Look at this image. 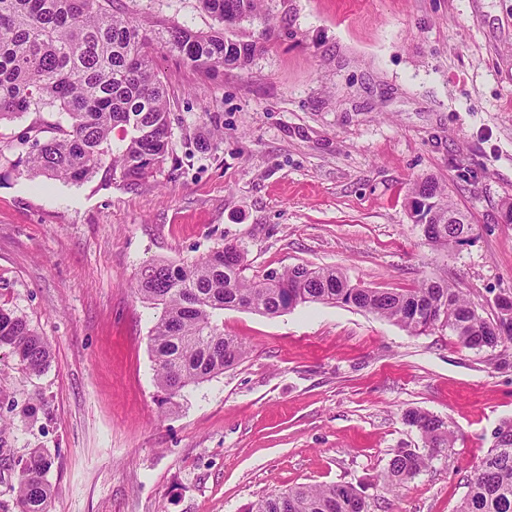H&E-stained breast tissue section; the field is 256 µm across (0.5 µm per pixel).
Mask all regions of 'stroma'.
Wrapping results in <instances>:
<instances>
[{"label": "stroma", "mask_w": 512, "mask_h": 512, "mask_svg": "<svg viewBox=\"0 0 512 512\" xmlns=\"http://www.w3.org/2000/svg\"><path fill=\"white\" fill-rule=\"evenodd\" d=\"M117 7L145 23L170 91L153 177H30L15 161L33 114L0 123V306L52 351L26 375L0 348V512H17L32 448L54 459L50 512H243L301 484L366 483L392 450H423L411 409L447 420L454 446L375 512H455L512 419V349L339 304L228 309L245 359L166 404L160 311L133 285L149 262L238 243L250 278L306 264L402 291L444 274L494 318L512 295V0H264L236 26L260 50L215 77L164 45L171 23L215 27L198 0ZM428 177L470 214V242L427 244L410 198Z\"/></svg>", "instance_id": "35a3bbf8"}]
</instances>
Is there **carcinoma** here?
I'll list each match as a JSON object with an SVG mask.
<instances>
[{"instance_id": "carcinoma-1", "label": "carcinoma", "mask_w": 512, "mask_h": 512, "mask_svg": "<svg viewBox=\"0 0 512 512\" xmlns=\"http://www.w3.org/2000/svg\"><path fill=\"white\" fill-rule=\"evenodd\" d=\"M116 0H0V122L34 112L40 125L29 128L18 145V164L35 176L81 183L102 167L128 186L153 176L169 155L170 97L154 67L142 27L119 12ZM219 27L198 33L177 24L167 27L166 44L182 62L211 73L242 67L257 42L237 38L235 24L260 14L261 0H199ZM64 112L69 126L43 114ZM54 135L40 139L42 128ZM415 222L427 220L437 248L460 245L448 236V220L471 225L470 217L427 178L412 191ZM246 248L227 244L194 261H153L144 265L133 289L162 308L150 335L157 385L170 403L190 385L207 381L237 365L243 341L224 332L226 309L277 316L305 303L340 304L391 320L419 335L435 327L450 329L469 350L512 346V333L493 332L496 320L480 315L445 277L427 278L403 292L360 288L336 268L295 265L281 273L249 279ZM7 346L18 369L41 374L50 345L30 323L0 307V347ZM419 429L427 450L399 448L376 477L374 488L395 495L446 449L453 447L448 422L419 410L404 414ZM52 458L31 449L20 461L17 512H49L53 489L46 479ZM247 512H371L364 488L349 482L302 485L272 492ZM456 512H512V421L503 422L492 447L467 481Z\"/></svg>"}]
</instances>
